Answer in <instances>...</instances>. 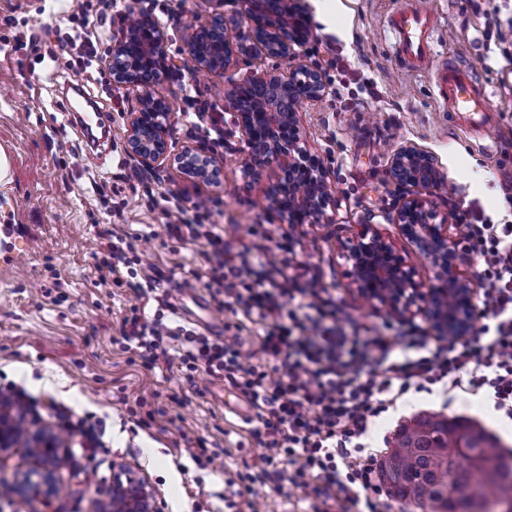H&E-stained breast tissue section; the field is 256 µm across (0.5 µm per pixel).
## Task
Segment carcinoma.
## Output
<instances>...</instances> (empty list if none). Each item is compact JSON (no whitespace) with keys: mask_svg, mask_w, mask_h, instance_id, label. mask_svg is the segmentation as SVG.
<instances>
[{"mask_svg":"<svg viewBox=\"0 0 512 512\" xmlns=\"http://www.w3.org/2000/svg\"><path fill=\"white\" fill-rule=\"evenodd\" d=\"M502 442L480 423L420 412L399 426L380 462L379 479L393 499L437 512H492L512 499V465ZM466 493L448 496V485Z\"/></svg>","mask_w":512,"mask_h":512,"instance_id":"carcinoma-1","label":"carcinoma"}]
</instances>
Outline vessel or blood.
Instances as JSON below:
<instances>
[{"instance_id": "1", "label": "vessel or blood", "mask_w": 512, "mask_h": 512, "mask_svg": "<svg viewBox=\"0 0 512 512\" xmlns=\"http://www.w3.org/2000/svg\"><path fill=\"white\" fill-rule=\"evenodd\" d=\"M396 56L410 71L426 69L435 56L433 14L421 0H404L388 18ZM439 103L451 112L458 124L481 132L489 124L491 95L481 86L469 66L448 63L435 75Z\"/></svg>"}]
</instances>
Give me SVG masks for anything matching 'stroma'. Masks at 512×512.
<instances>
[{
	"label": "stroma",
	"mask_w": 512,
	"mask_h": 512,
	"mask_svg": "<svg viewBox=\"0 0 512 512\" xmlns=\"http://www.w3.org/2000/svg\"><path fill=\"white\" fill-rule=\"evenodd\" d=\"M315 28L307 61L321 70L327 93L299 111L308 151L318 156L338 206L332 220L291 229L270 211L264 196L278 170L252 174L250 150L229 91L265 73L285 70L279 58L240 57L221 75L169 79L151 92L173 106L172 140L205 144L184 117L191 107L224 115V167L220 186L196 183L177 167L143 173L123 142L127 116L145 89L118 86L109 69L112 33L129 8L149 12L166 29L174 63L189 67L183 27L221 10L231 34L247 26L243 0H118L109 9L98 57L87 68L69 64L58 45L79 4L97 12L98 0H0V147L11 157V181L0 185V398L21 399L29 432L61 436L53 498L27 497L23 507L0 498V512H111L112 471L125 466L144 477L160 512H225L224 491L245 467L260 463L264 448L251 443L245 414L252 408L225 389L223 380L179 368L148 370L120 349L123 317L137 297L129 288L102 283L93 256L100 232L132 241L142 269L155 268L174 291L191 275H204L196 245L171 240L165 227L178 215L150 205L149 195L210 200L213 223L223 225L233 251H255L292 239L289 274L331 295L346 330L372 328L397 336L408 324L428 329L423 316L408 320L373 308L357 294L344 243L359 225H374L392 240L419 279L433 270L389 217L397 189L388 176L392 155L412 144L436 156L453 194L435 198L449 223L463 221L461 202L475 204L490 224H512L503 184L512 179V40L499 42L489 21L512 20V0H422L437 19L438 58L469 65L491 94L495 122L490 147L451 121L437 102L434 68L403 71L387 17L403 0H300ZM35 33L40 55L17 47L16 35ZM196 90V102L187 93ZM422 411L466 417L495 433L512 451V420L485 396L442 384L409 391L378 417L366 443L391 447L400 424ZM46 463L29 444L0 453V479L21 485ZM263 512H312L311 501L288 482L259 489Z\"/></svg>",
	"instance_id": "stroma-1"
}]
</instances>
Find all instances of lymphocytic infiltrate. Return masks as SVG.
Instances as JSON below:
<instances>
[{
	"mask_svg": "<svg viewBox=\"0 0 512 512\" xmlns=\"http://www.w3.org/2000/svg\"><path fill=\"white\" fill-rule=\"evenodd\" d=\"M163 202L182 213L179 223L167 225L168 237L203 245L206 288L220 308L258 326L264 360L245 364L234 343L191 329L182 330L180 349H171L173 333L162 317H148L135 304L119 343L143 367L176 364L190 378L202 371L249 401L255 411L250 435L268 451L262 466L245 474L249 485L284 477L305 491L314 512H336L344 501L360 505V512H383L378 454L367 451L363 439L417 382L483 392L512 420L511 224L467 225L487 283L478 335L432 346L411 325L401 339L417 354L395 359L388 337L345 335L333 301L287 275L289 239L254 255L236 253L212 224L209 201L188 208L174 196Z\"/></svg>",
	"mask_w": 512,
	"mask_h": 512,
	"instance_id": "lymphocytic-infiltrate-1",
	"label": "lymphocytic infiltrate"
}]
</instances>
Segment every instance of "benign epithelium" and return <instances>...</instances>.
Here are the masks:
<instances>
[{
	"label": "benign epithelium",
	"instance_id": "1",
	"mask_svg": "<svg viewBox=\"0 0 512 512\" xmlns=\"http://www.w3.org/2000/svg\"><path fill=\"white\" fill-rule=\"evenodd\" d=\"M248 25L236 36L228 34L224 15L184 25L190 37L186 51L191 72L220 73L244 52L256 48L288 62V68L236 84L230 95L238 104V123L258 166L275 162L280 175L266 194L268 208L299 228L331 220L336 209L326 171L319 160L301 146L303 135L297 117L301 105H315L327 93L323 74L309 65L302 51L314 39L313 26L298 0H247ZM112 82L120 86L143 85L170 78L175 67L169 59L166 32L152 15L134 12L112 34ZM172 109L163 97L143 95L129 113L124 135L126 152L143 172L174 165L188 178L216 185L220 162L200 146L187 143L172 151ZM389 177L399 190L391 221L434 271L433 281L416 279L415 271L394 243L371 224H363L344 245L351 263L352 283L370 305H380L406 317L425 314L436 334L461 340L469 333L475 314V276L458 263L466 249L451 225L438 219L432 197L444 181L437 158L413 145L400 147L391 158ZM456 306L448 308V297ZM15 421L0 411V452L15 442ZM35 494L50 497L56 490L52 470L27 484ZM112 512H158L153 488L137 473L120 468L112 473Z\"/></svg>",
	"mask_w": 512,
	"mask_h": 512
}]
</instances>
